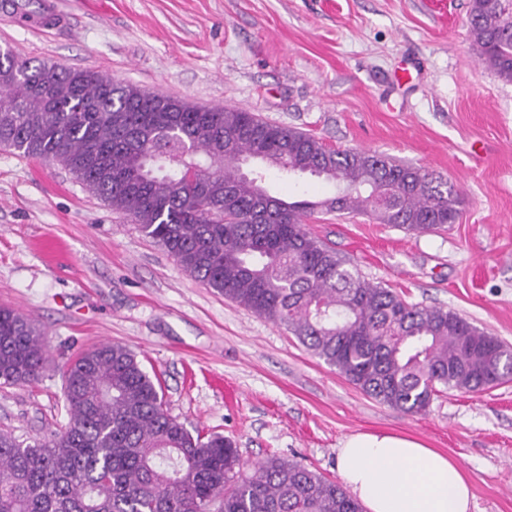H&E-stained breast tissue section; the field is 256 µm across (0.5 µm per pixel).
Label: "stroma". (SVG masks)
<instances>
[{
  "label": "stroma",
  "mask_w": 512,
  "mask_h": 512,
  "mask_svg": "<svg viewBox=\"0 0 512 512\" xmlns=\"http://www.w3.org/2000/svg\"><path fill=\"white\" fill-rule=\"evenodd\" d=\"M0 0V47L91 68L201 106L247 108L336 149L389 155L453 182L457 224L413 233L360 214L308 231L370 281L440 306L512 346V82L483 65L469 0L438 26L423 0H50L20 19ZM46 333L38 381L0 387V429L65 424V365L104 343L132 349L169 414L230 438L245 464L275 455L338 478L357 432L420 440L454 458L471 512H512V379L448 391L408 414L355 388L285 327L185 272L57 163L0 149V308Z\"/></svg>",
  "instance_id": "stroma-1"
}]
</instances>
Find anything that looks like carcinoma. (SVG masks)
<instances>
[{
  "label": "carcinoma",
  "instance_id": "1",
  "mask_svg": "<svg viewBox=\"0 0 512 512\" xmlns=\"http://www.w3.org/2000/svg\"><path fill=\"white\" fill-rule=\"evenodd\" d=\"M466 24L482 61L512 82V0H470ZM0 148L61 164L185 272L285 327L389 407L420 413L443 389L477 393L509 378L512 347L453 310L366 281L304 228L320 213L417 233L456 223L459 189L425 169L9 48ZM271 169L336 193L273 195ZM48 362L37 324L0 309V385L36 381ZM63 377L60 431L21 441L0 430V512H363L342 484L291 459L244 470L230 439L168 414L161 385L122 344L81 354Z\"/></svg>",
  "mask_w": 512,
  "mask_h": 512
}]
</instances>
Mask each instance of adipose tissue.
<instances>
[{
  "instance_id": "adipose-tissue-1",
  "label": "adipose tissue",
  "mask_w": 512,
  "mask_h": 512,
  "mask_svg": "<svg viewBox=\"0 0 512 512\" xmlns=\"http://www.w3.org/2000/svg\"><path fill=\"white\" fill-rule=\"evenodd\" d=\"M339 474L368 512H469L459 464L415 439L358 432L338 450Z\"/></svg>"
}]
</instances>
